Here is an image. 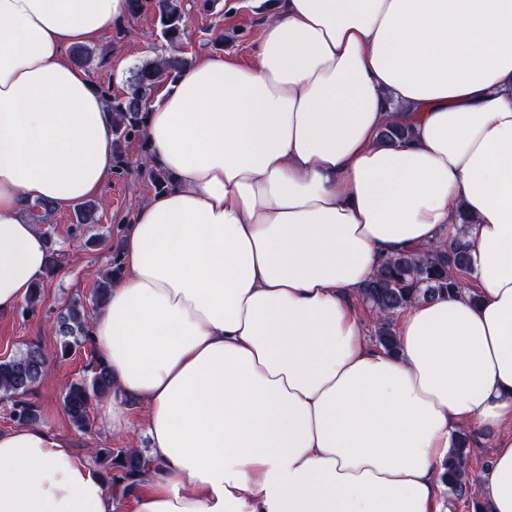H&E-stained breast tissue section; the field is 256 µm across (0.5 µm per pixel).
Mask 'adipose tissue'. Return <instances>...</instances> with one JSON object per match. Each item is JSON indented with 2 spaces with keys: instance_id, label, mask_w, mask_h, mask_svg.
I'll return each mask as SVG.
<instances>
[{
  "instance_id": "ef3b65f1",
  "label": "adipose tissue",
  "mask_w": 512,
  "mask_h": 512,
  "mask_svg": "<svg viewBox=\"0 0 512 512\" xmlns=\"http://www.w3.org/2000/svg\"><path fill=\"white\" fill-rule=\"evenodd\" d=\"M267 4L254 65L206 56L145 115L170 185L125 227L89 329L153 446L133 512H443L462 427L494 434L488 512H512V0ZM126 0H0V315L47 273L28 204L115 171L112 114L67 48ZM410 125L385 145L381 128ZM463 242L462 293L407 306L399 349L350 295L387 258ZM48 427L0 431V512H118Z\"/></svg>"
}]
</instances>
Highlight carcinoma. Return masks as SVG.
Masks as SVG:
<instances>
[{
    "label": "carcinoma",
    "mask_w": 512,
    "mask_h": 512,
    "mask_svg": "<svg viewBox=\"0 0 512 512\" xmlns=\"http://www.w3.org/2000/svg\"><path fill=\"white\" fill-rule=\"evenodd\" d=\"M151 3L159 36L171 47L181 40L184 12L181 0H126L127 16L141 14L146 3ZM189 68L188 60L173 51L165 57L142 62L132 72L127 89L122 95L112 93V88H100L112 112V135L116 151V167L124 174L134 172L132 162L124 154V144L144 138V119L147 104L151 102L154 87L159 82H176ZM412 135L409 127L398 123L386 124L380 132L383 144H395ZM96 203L79 204L74 211L75 223H97ZM468 254L462 244L404 250L383 262L373 276L356 289L357 295L370 306L378 317L375 336L379 345L393 351L397 348L392 331L395 317L418 298L434 299L459 293L468 272ZM120 273L118 256H113V265L99 273L96 287L86 304L73 299L57 315L54 333L59 337L61 357L65 358L88 342L90 311L103 304L111 289L113 279ZM46 368V357L38 345H29L12 357L0 360V393L12 401L11 419L22 425L37 420L33 405L24 400L32 388L41 380ZM112 375L100 360L92 363L90 374L70 382L63 396V403L72 424L86 430L90 424L91 401L112 392ZM470 437L459 434L456 447L451 449L444 464L441 480L448 491L463 503L473 507L474 512H485L484 507L472 500L467 473V453ZM96 462L106 466L107 483L121 489L124 497L132 495L149 470L150 460L130 449L100 448L96 451Z\"/></svg>",
    "instance_id": "cac0c4a2"
}]
</instances>
